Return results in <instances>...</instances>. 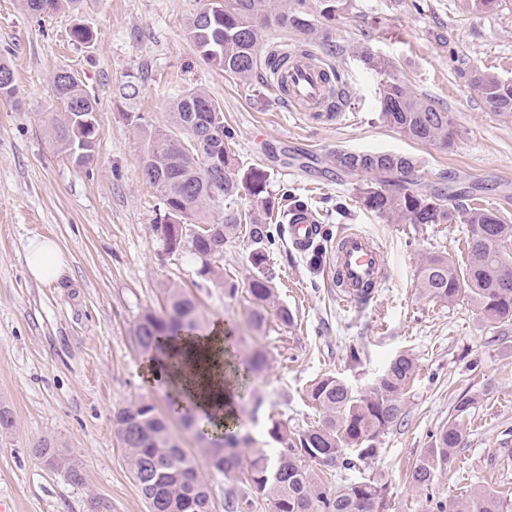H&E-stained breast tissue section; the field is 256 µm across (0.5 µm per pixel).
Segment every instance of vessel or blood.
<instances>
[{
	"label": "vessel or blood",
	"mask_w": 512,
	"mask_h": 512,
	"mask_svg": "<svg viewBox=\"0 0 512 512\" xmlns=\"http://www.w3.org/2000/svg\"><path fill=\"white\" fill-rule=\"evenodd\" d=\"M329 69L305 56L289 57L277 71L276 82L286 88L280 102L290 111L312 115L330 86ZM288 235L293 248L309 250L322 235V227L308 211L292 210ZM330 279L338 295L351 305L365 306L374 300L390 278L386 252L370 234L348 231L336 238L329 261Z\"/></svg>",
	"instance_id": "vessel-or-blood-1"
}]
</instances>
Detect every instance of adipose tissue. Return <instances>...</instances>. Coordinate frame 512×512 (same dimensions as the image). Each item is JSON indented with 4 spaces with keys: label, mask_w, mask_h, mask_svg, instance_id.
Listing matches in <instances>:
<instances>
[{
    "label": "adipose tissue",
    "mask_w": 512,
    "mask_h": 512,
    "mask_svg": "<svg viewBox=\"0 0 512 512\" xmlns=\"http://www.w3.org/2000/svg\"><path fill=\"white\" fill-rule=\"evenodd\" d=\"M29 274L39 282L60 278L65 259L54 239L41 237L29 241L26 248ZM175 351L181 357L179 368L161 374L159 366L146 371L148 382L168 378L171 386L191 402L198 415L213 416L216 426H224L235 417L236 409L224 389V327L214 323L204 334L182 338Z\"/></svg>",
    "instance_id": "adipose-tissue-1"
}]
</instances>
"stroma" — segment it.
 Segmentation results:
<instances>
[{"mask_svg": "<svg viewBox=\"0 0 512 512\" xmlns=\"http://www.w3.org/2000/svg\"><path fill=\"white\" fill-rule=\"evenodd\" d=\"M207 2L79 0L42 20L24 0H0V61L11 66L20 91L19 100L0 98V405L15 419L13 430L0 432V501L12 512H149L112 415L142 398L165 406L164 389L146 380L134 329L145 311H160L165 289L174 287L195 297L204 325L235 327L239 356L257 344L267 354V369L241 402L240 428L252 448L272 447L269 415L318 420L303 400L314 378L334 373L363 391L403 351L417 376L402 397L401 419L351 477L387 484L391 512H430L406 475L464 396L471 401L461 421L464 441L437 472L434 496L451 503L483 491L512 497V325L490 330L469 298L439 304L417 287L426 258L464 265L466 225L380 219L360 201L373 175H348L328 161L338 148L414 155L417 183L443 180L476 193L512 224V120L490 112L468 80L475 66L512 80V0L491 11L472 10L467 0H349L328 42L312 47L349 90L331 122L287 111L266 70L245 84L205 62L185 25ZM77 25L94 31L91 47L71 41ZM365 51L448 111L458 131L452 150L409 141L380 121L381 76L363 64ZM62 66L97 101V157L86 169L57 157L45 134L46 114L56 106L49 79ZM129 81L139 86L132 99L121 94ZM193 88L223 110L239 167L266 170L276 213L297 203L323 228L316 246L300 253L287 222L274 224L277 299L295 323L269 321L260 339L249 325L246 237L225 244L219 278L205 280L190 257H162L153 233L165 207L142 177V140L130 120L149 130L168 127L173 100ZM347 230L373 235L389 255V281L361 310L337 298L327 275L330 249ZM37 236L55 239L65 257L58 281L41 283L27 271L25 248ZM228 281L236 296L225 294ZM173 430L195 456L213 512H224L223 474L211 470L190 431ZM43 438L77 459L84 484L33 454Z\"/></svg>", "mask_w": 512, "mask_h": 512, "instance_id": "1", "label": "stroma"}]
</instances>
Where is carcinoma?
I'll use <instances>...</instances> for the list:
<instances>
[{"instance_id": "cac0c4a2", "label": "carcinoma", "mask_w": 512, "mask_h": 512, "mask_svg": "<svg viewBox=\"0 0 512 512\" xmlns=\"http://www.w3.org/2000/svg\"><path fill=\"white\" fill-rule=\"evenodd\" d=\"M63 0H26L28 11L48 17ZM348 8V0H212L186 24L187 38L202 59L243 83L252 80L261 64L262 36L267 29L296 32L304 42L327 41L332 25ZM0 97L17 95L14 72L0 62ZM469 84L478 92L489 111L512 118V82L478 67L469 73ZM53 98L60 105L57 115L47 121V130L60 156L67 160L72 148L97 137L83 119L97 111L80 77L59 68L50 81ZM379 119L405 138L418 143L450 149L456 130L448 112L414 95L397 77L388 74L379 87ZM144 142L142 174L160 194L165 221L153 225L162 249L188 255L199 265L204 278L217 274L216 258L224 244L240 233L241 224L251 241L252 274L247 292L252 309L249 323L258 333L265 330L270 315L286 327L294 324L292 310L277 301V288L269 269L273 201L264 170L238 169L232 143L234 135L224 125V112L202 90H189L171 106L170 128L147 131L135 123ZM336 168L350 175L382 176L360 189L363 206L387 220L402 219L410 224H467V262L464 268L443 256L427 259L421 269L418 288L439 302L453 304L462 295L478 307L485 324L498 329L512 322V288L502 287L501 252L512 245V224L493 210L461 193L448 192L445 185L413 187L409 180L417 160L406 153L364 152L338 149L329 154ZM250 198L247 213L224 209V202L241 195ZM189 199L184 210L181 202ZM206 226L203 233L193 230ZM200 329L197 307L182 289L165 297L162 313L147 311L136 324L134 334L142 353L167 358L161 341L178 340ZM235 342L224 349V382L232 395L251 376L266 369L264 351L256 346L246 359L233 352ZM416 364L405 353L394 356L382 374L360 394L343 378L323 374L306 390L308 402L319 409L313 424L290 425L274 415L268 417V435L274 448L260 449L249 456L241 446L251 437L225 430L224 456L218 449L205 448L216 469L231 484L224 512H256L265 503L269 512H389L388 487L365 477L345 479L332 486V477L350 471L357 463L378 454V446L401 416L400 397L414 380ZM471 401L462 397L455 405L456 418L436 434L409 474L420 492L429 494L435 475L451 462L463 437L460 419ZM114 434L124 450L127 464L151 512H212L208 484L195 459L173 437L169 419L155 404L140 399L113 414ZM436 512H512V501L494 492L474 495L472 504L433 502Z\"/></svg>"}]
</instances>
